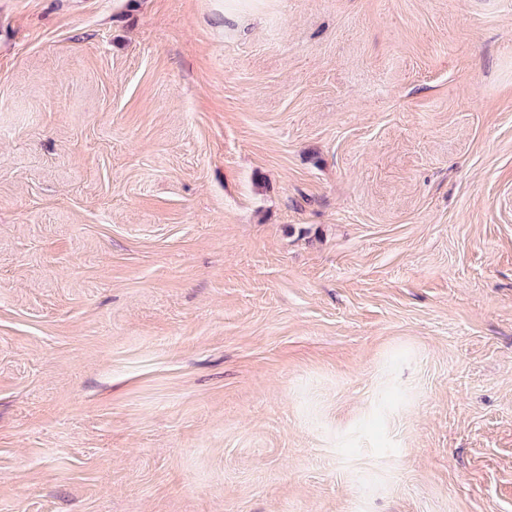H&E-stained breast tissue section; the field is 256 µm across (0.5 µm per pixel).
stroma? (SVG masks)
Masks as SVG:
<instances>
[{
    "label": "stroma",
    "mask_w": 512,
    "mask_h": 512,
    "mask_svg": "<svg viewBox=\"0 0 512 512\" xmlns=\"http://www.w3.org/2000/svg\"><path fill=\"white\" fill-rule=\"evenodd\" d=\"M0 512H512V0H0Z\"/></svg>",
    "instance_id": "1"
}]
</instances>
